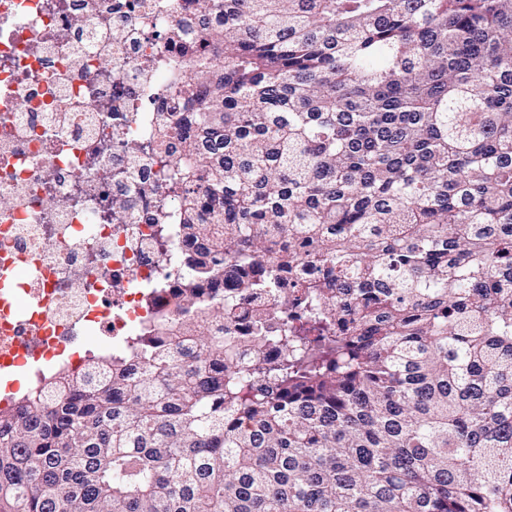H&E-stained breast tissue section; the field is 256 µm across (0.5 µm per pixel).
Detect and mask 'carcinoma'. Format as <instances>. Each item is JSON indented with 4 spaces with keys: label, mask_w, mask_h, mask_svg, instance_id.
<instances>
[{
    "label": "carcinoma",
    "mask_w": 512,
    "mask_h": 512,
    "mask_svg": "<svg viewBox=\"0 0 512 512\" xmlns=\"http://www.w3.org/2000/svg\"><path fill=\"white\" fill-rule=\"evenodd\" d=\"M170 9L181 340L0 408V512H512V0Z\"/></svg>",
    "instance_id": "cac0c4a2"
}]
</instances>
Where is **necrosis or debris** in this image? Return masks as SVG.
Here are the masks:
<instances>
[{
  "label": "necrosis or debris",
  "mask_w": 512,
  "mask_h": 512,
  "mask_svg": "<svg viewBox=\"0 0 512 512\" xmlns=\"http://www.w3.org/2000/svg\"><path fill=\"white\" fill-rule=\"evenodd\" d=\"M169 0H0V353L178 331L155 150Z\"/></svg>",
  "instance_id": "necrosis-or-debris-1"
}]
</instances>
